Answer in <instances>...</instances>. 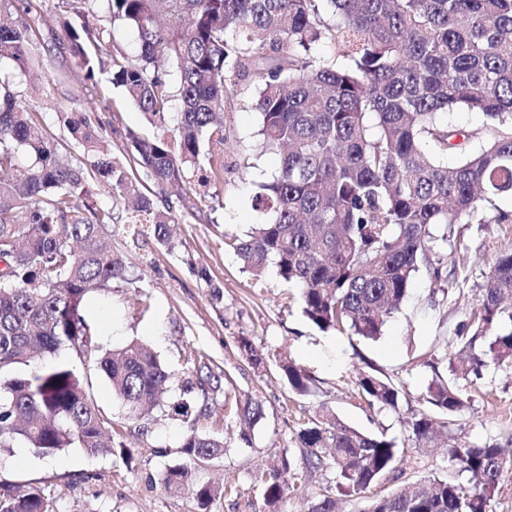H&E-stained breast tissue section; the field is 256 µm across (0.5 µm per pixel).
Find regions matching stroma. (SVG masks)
Returning <instances> with one entry per match:
<instances>
[{
    "label": "stroma",
    "mask_w": 512,
    "mask_h": 512,
    "mask_svg": "<svg viewBox=\"0 0 512 512\" xmlns=\"http://www.w3.org/2000/svg\"><path fill=\"white\" fill-rule=\"evenodd\" d=\"M38 53L44 61L43 81L33 84L13 63H0V77L10 81L19 98H35L39 117L60 144V153L74 159L70 134L56 121L59 111L93 112L113 123L112 156L128 159L124 129L151 133L143 114L119 90H112L110 109H98V91L86 81L73 57L56 14H46L39 26ZM258 84L253 74L229 83L224 96V173L207 194L188 192L175 200L177 240L167 250L154 239L132 241L127 214L116 209L118 228L111 238L125 260V277L111 291L90 295L84 316L99 333L105 349L131 341L150 346L164 365L182 372L187 351L207 355L212 371L229 377L240 395L259 400L264 418L242 440L234 415H223L224 395H211L216 415L199 422L200 429H221L223 456L199 470L201 480H232L233 496L213 501L210 512H264L256 475L275 456L290 453L297 470H304L297 434L323 412L336 414L347 425L369 433H385L403 451L402 479L383 481L387 493L402 481H417L448 472L445 448L421 450L404 428L401 415L368 405L357 388L359 372L376 368L403 385L409 402H417L432 377L431 362L453 335L476 301L498 254L512 247V199H497L487 207L482 224L439 225L448 240L439 244L446 292L432 293L427 271L412 280L399 313L390 318L383 336L368 343L342 333H324L301 313L298 290L275 271L257 278L236 255L233 238H244L255 220L253 197L279 167L277 154L262 151L257 132L260 116L254 108ZM207 268L211 282L200 280L196 268ZM220 299H213L212 285ZM250 342L264 362L254 366L241 344ZM289 355L313 377L312 393H292L281 378L278 360ZM89 391L104 417L118 424L120 439L133 453L132 463L120 455L91 456L69 448L50 457L28 454L25 462L0 468V483L32 484L51 490L56 512H201L191 491H168L159 482L165 467L183 463L186 430L170 403L182 398L181 380H174L169 403L149 420L130 418L104 377L84 365L73 350L59 353ZM469 404L448 418V440L462 437L476 444L496 443L512 449V364L492 365L482 380L463 383Z\"/></svg>",
    "instance_id": "obj_1"
}]
</instances>
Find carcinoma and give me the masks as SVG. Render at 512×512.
I'll return each mask as SVG.
<instances>
[{
  "instance_id": "cac0c4a2",
  "label": "carcinoma",
  "mask_w": 512,
  "mask_h": 512,
  "mask_svg": "<svg viewBox=\"0 0 512 512\" xmlns=\"http://www.w3.org/2000/svg\"><path fill=\"white\" fill-rule=\"evenodd\" d=\"M27 15L0 21V61L22 73L40 67L38 21L52 11L73 56L96 85L101 75L154 128L126 133L136 167L112 160V142L86 113L59 112L57 120L90 164L66 161L32 101L0 81V450L22 442L42 457L67 448L93 456L115 454L112 422L104 419L81 378L64 362L15 375L39 356L73 348L100 370L122 404L148 416L166 402L173 373L148 346L133 340L102 352L83 304L124 278L122 256L110 248L113 213L147 224L172 250V202L160 208L149 184L196 182L207 191L224 167V92L228 81L256 69V110L263 148L280 166L255 197V225L236 251L256 276L269 268L300 292L304 316L323 332L374 342L399 310L414 275L425 268L442 283L434 233L479 214L480 203L512 198V0H106L112 23L130 28L140 53L130 58L111 32L90 23L99 0H18ZM180 121L168 123L173 101ZM480 112L488 123L483 148L476 137L439 116ZM461 151L454 165L441 157ZM33 162L16 178L17 154ZM96 182L107 203H85ZM422 403L403 419L421 448H430L448 417L468 398L459 378L477 381L490 365L512 364V250L498 255L478 288L476 307L449 337ZM195 381L183 386L223 390L230 411L252 427L264 417L260 401L239 398L233 385L202 376L204 357L189 353ZM278 368L297 395L312 378L293 360ZM359 391L369 405L400 410L404 393L381 371L363 372ZM187 423V461L168 466L159 481L188 487L201 507L236 493L231 484L196 480V470L224 454V438L198 430L207 400L171 405ZM306 469L334 474L309 512H339V503L397 478L402 461L395 440L361 432L332 414L298 433ZM457 478L406 482L377 495L366 512H493L491 502L512 468L497 443L458 439L447 449ZM304 483L282 454L262 471L270 512ZM42 487L21 492L0 484V512H52Z\"/></svg>"
}]
</instances>
